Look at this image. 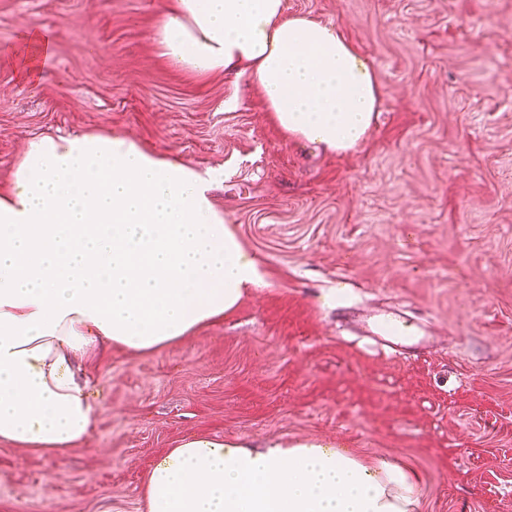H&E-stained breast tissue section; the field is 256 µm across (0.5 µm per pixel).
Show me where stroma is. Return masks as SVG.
I'll use <instances>...</instances> for the list:
<instances>
[{
  "label": "stroma",
  "instance_id": "1",
  "mask_svg": "<svg viewBox=\"0 0 512 512\" xmlns=\"http://www.w3.org/2000/svg\"><path fill=\"white\" fill-rule=\"evenodd\" d=\"M167 0H0V189L29 143L99 129L222 171L215 207L266 284L172 347L86 362L95 425L50 459L0 442V512H144L182 439L304 440L409 469L417 512H512V0H286L376 69L355 150L284 139L256 83L165 64ZM56 33L37 81L20 33ZM398 313L426 350L371 348Z\"/></svg>",
  "mask_w": 512,
  "mask_h": 512
}]
</instances>
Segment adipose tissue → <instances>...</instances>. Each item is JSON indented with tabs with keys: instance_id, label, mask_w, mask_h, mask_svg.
Returning <instances> with one entry per match:
<instances>
[{
	"instance_id": "obj_1",
	"label": "adipose tissue",
	"mask_w": 512,
	"mask_h": 512,
	"mask_svg": "<svg viewBox=\"0 0 512 512\" xmlns=\"http://www.w3.org/2000/svg\"><path fill=\"white\" fill-rule=\"evenodd\" d=\"M163 61L259 85L284 138L341 153L380 108L376 71L335 27L285 0H170ZM211 174L136 141L47 135L0 191V440L54 458L94 423L84 358L150 352L223 320L265 283L213 206ZM146 512H414L401 467L315 441L184 439L147 471Z\"/></svg>"
}]
</instances>
